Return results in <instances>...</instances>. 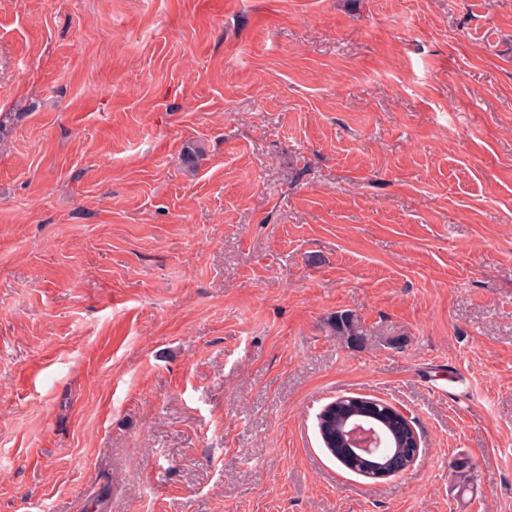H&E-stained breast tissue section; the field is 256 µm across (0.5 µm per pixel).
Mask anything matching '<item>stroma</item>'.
<instances>
[{
  "label": "stroma",
  "instance_id": "1",
  "mask_svg": "<svg viewBox=\"0 0 512 512\" xmlns=\"http://www.w3.org/2000/svg\"><path fill=\"white\" fill-rule=\"evenodd\" d=\"M0 120V512H512V0H0ZM328 326L331 333L348 347L362 348L372 342L360 317L349 310L336 312L329 319ZM318 419L321 439L331 455L348 470L373 479H380L377 477L379 471L375 468L379 456L391 457L396 448H405L396 445L407 440L410 435L399 412L378 400L347 397L326 406ZM381 420L386 422L392 431L387 429ZM350 423L368 427L375 431L376 437H379L380 429H385L392 447L375 445L374 448H380L378 455L356 449L342 436V432Z\"/></svg>",
  "mask_w": 512,
  "mask_h": 512
}]
</instances>
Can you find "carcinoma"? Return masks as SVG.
<instances>
[{
	"mask_svg": "<svg viewBox=\"0 0 512 512\" xmlns=\"http://www.w3.org/2000/svg\"><path fill=\"white\" fill-rule=\"evenodd\" d=\"M329 328L334 336L353 348H362L372 342L360 317L349 310L331 316ZM350 423L366 426L375 432L389 425L390 446L380 448L377 455L356 449L342 436ZM318 425L323 444L340 464L356 474L373 479L378 476L375 468L378 456H392L395 446L410 435L401 415L392 406L358 397H348L326 406L319 415Z\"/></svg>",
	"mask_w": 512,
	"mask_h": 512,
	"instance_id": "carcinoma-1",
	"label": "carcinoma"
}]
</instances>
